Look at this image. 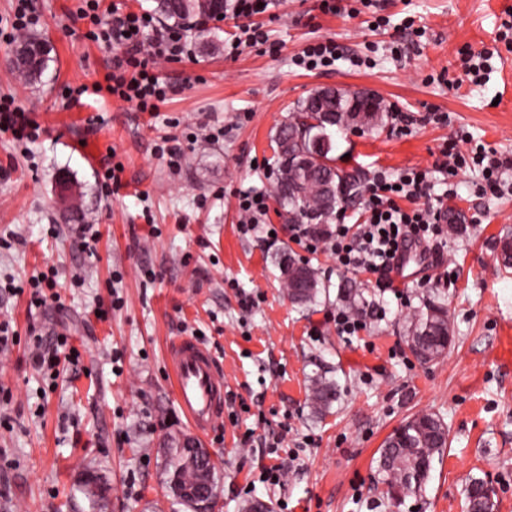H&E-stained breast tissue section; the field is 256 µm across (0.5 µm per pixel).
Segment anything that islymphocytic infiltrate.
I'll return each instance as SVG.
<instances>
[{"instance_id":"f902f5d3","label":"lymphocytic infiltrate","mask_w":512,"mask_h":512,"mask_svg":"<svg viewBox=\"0 0 512 512\" xmlns=\"http://www.w3.org/2000/svg\"><path fill=\"white\" fill-rule=\"evenodd\" d=\"M229 12L245 19L241 33L229 47L230 55H237L243 47L268 46L270 53H277L268 33L251 25L253 16L263 14L278 6L279 0H226ZM102 0H79L77 13L90 20L94 26L90 36L105 44L122 46L121 57L115 59L111 73L104 84L94 85V92H107L121 101L136 104L143 112L158 111L170 92L169 85L160 77V62L180 60L187 52L185 31L180 27L160 28L149 12L130 11L104 13ZM482 169L483 181L479 192H493L505 171L512 169V159L498 157L496 152L476 148L472 157H465L456 141H446L432 170L418 167L405 169L396 179H389L385 172L374 173L363 194L365 218L359 224H338L326 234H319L314 225H305L302 234L309 254L327 247L337 263L347 269L374 274L379 290L392 285L391 274L404 254L414 248L427 247L441 239L444 212L441 200L433 199L430 171L447 177L457 176L466 164ZM421 200V207L405 209L399 198Z\"/></svg>"}]
</instances>
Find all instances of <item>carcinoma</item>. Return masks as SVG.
Returning a JSON list of instances; mask_svg holds the SVG:
<instances>
[{
    "label": "carcinoma",
    "instance_id": "carcinoma-1",
    "mask_svg": "<svg viewBox=\"0 0 512 512\" xmlns=\"http://www.w3.org/2000/svg\"><path fill=\"white\" fill-rule=\"evenodd\" d=\"M157 11L166 21L188 26L217 13L213 0H157ZM34 45L47 47L40 37L28 35L18 41L14 52L13 68L29 83L41 80L49 62L47 53L36 59L24 55ZM386 118L381 107L374 112L354 111L347 97L324 98L319 91L297 101L274 136L275 152L279 153L274 195L291 222L327 225L337 209L361 194L360 176L336 166V133L352 127L378 129ZM496 261L505 269L512 268L511 234L500 239ZM276 266L291 302L313 306L327 296L328 286L316 269L292 253L280 255ZM341 294L346 308L363 313L366 299L359 289L344 288ZM405 332L409 349L422 363L436 362L448 354L453 329L445 308L430 305L413 314ZM308 390L311 415L322 418L339 403L344 386L333 370L318 364L308 376ZM447 447V426L434 413L413 415L387 437L378 449L376 463L391 506L421 494L435 461ZM164 455L171 495L194 512L191 493L202 485L217 489L215 464L201 462L198 452L176 437L168 439ZM493 496L494 490L481 478L474 477L465 486L468 512H493Z\"/></svg>",
    "mask_w": 512,
    "mask_h": 512
}]
</instances>
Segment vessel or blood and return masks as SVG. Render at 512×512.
<instances>
[{"label":"vessel or blood","mask_w":512,"mask_h":512,"mask_svg":"<svg viewBox=\"0 0 512 512\" xmlns=\"http://www.w3.org/2000/svg\"><path fill=\"white\" fill-rule=\"evenodd\" d=\"M174 396L190 427L206 436L224 417V373L209 348L183 337L169 348Z\"/></svg>","instance_id":"b4317fda"}]
</instances>
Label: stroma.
I'll return each mask as SVG.
<instances>
[{
	"instance_id": "obj_1",
	"label": "stroma",
	"mask_w": 512,
	"mask_h": 512,
	"mask_svg": "<svg viewBox=\"0 0 512 512\" xmlns=\"http://www.w3.org/2000/svg\"><path fill=\"white\" fill-rule=\"evenodd\" d=\"M32 3L51 48L40 84L21 82L13 46L0 39V95L15 96L42 128L28 146L0 138V281L52 270L57 298L33 310L27 296L0 294V321L19 333L0 351V512H170L162 446L190 431L167 360L182 336L223 364L226 405L237 410L203 441L217 469L215 512H242L253 498L272 512H466L472 476L494 489L495 512H512V269L494 261L499 237L512 233V170L503 194L482 197L473 193L476 171L459 172L444 204L461 215L464 233L429 244L427 275L401 286L409 306L385 293L386 319L350 337L328 320L336 292L348 283L373 295L374 275L314 254L310 264L332 294L314 307L292 304L275 259L304 251L287 215L269 198L276 238L242 235L234 195L274 188L262 166L276 162V130L294 103L322 87L368 91L420 119L403 137L386 126L337 135V166L361 179L432 167L451 138L465 152L482 144L512 158V52L493 59L482 87L464 75L459 56L465 46H493L512 0H381L392 25L377 30L369 12L348 15L355 0L338 14L323 13L320 0H281L275 15L253 18L281 43L280 54L247 48L233 59L224 44L240 21L229 16L191 31L190 55L161 68L171 92L153 115L109 95L68 103L66 87L104 82L114 53L87 39L88 21L69 16L74 0ZM408 16L423 37L395 33ZM320 37L335 38L346 62L327 73L292 65ZM368 54L372 64L350 66ZM431 109L447 113V124L425 122ZM217 129L223 138L207 141ZM192 132L197 142L188 141ZM165 136L180 142L176 161L155 151ZM111 152L124 166L123 186L108 195L99 163ZM81 224L98 230L87 249L75 242ZM244 292L255 299L248 312ZM430 300L447 309L454 333L447 355L423 365L404 329ZM101 305L107 317H97ZM32 325L67 336L77 363H61L54 377L35 371ZM317 360L344 387L322 419L307 401ZM419 412L444 421L449 445L422 495L394 508L376 487L375 459ZM280 432L301 454L274 489L262 468L265 440ZM89 472L104 489L95 508L78 489Z\"/></svg>"
}]
</instances>
